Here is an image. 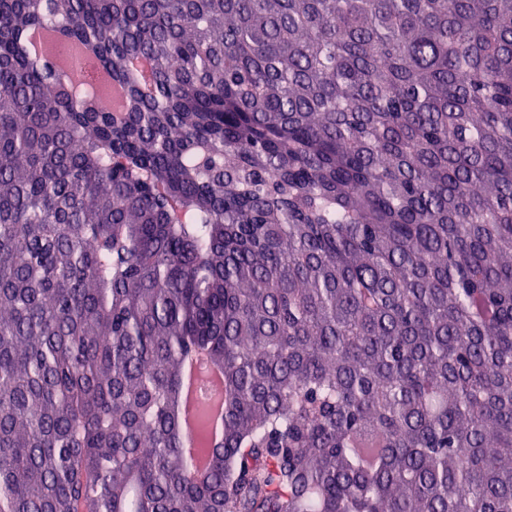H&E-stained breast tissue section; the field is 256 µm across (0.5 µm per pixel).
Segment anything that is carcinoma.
I'll list each match as a JSON object with an SVG mask.
<instances>
[{"instance_id":"carcinoma-1","label":"carcinoma","mask_w":512,"mask_h":512,"mask_svg":"<svg viewBox=\"0 0 512 512\" xmlns=\"http://www.w3.org/2000/svg\"><path fill=\"white\" fill-rule=\"evenodd\" d=\"M0 512H512V0H0ZM59 35L54 32H38L29 36V46L33 49L40 59L50 57L59 67L64 63H68L65 57L57 55L53 51V47L58 45ZM223 381V372L208 363L204 352L196 351L186 358L182 377L187 409L183 444L185 448H192L188 457L191 467L197 471L206 468L208 450L218 446L224 437ZM205 395L207 403L200 414L199 400Z\"/></svg>"}]
</instances>
